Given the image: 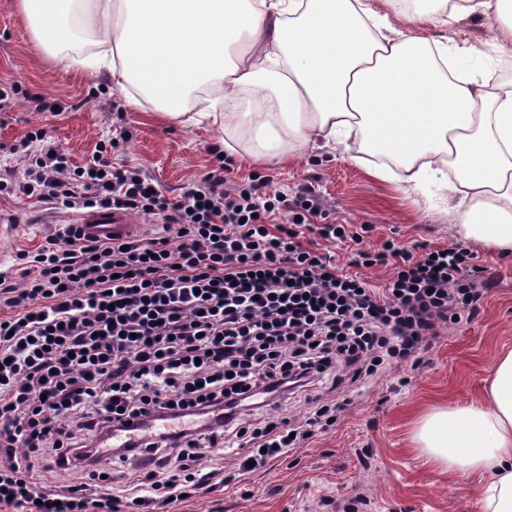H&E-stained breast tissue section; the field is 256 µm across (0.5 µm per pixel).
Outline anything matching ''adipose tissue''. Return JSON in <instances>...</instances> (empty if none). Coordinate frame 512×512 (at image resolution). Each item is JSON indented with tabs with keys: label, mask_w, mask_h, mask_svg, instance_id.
Segmentation results:
<instances>
[{
	"label": "adipose tissue",
	"mask_w": 512,
	"mask_h": 512,
	"mask_svg": "<svg viewBox=\"0 0 512 512\" xmlns=\"http://www.w3.org/2000/svg\"><path fill=\"white\" fill-rule=\"evenodd\" d=\"M17 0L65 67L92 70L142 110L220 123L229 154L287 163L298 148L355 144L378 178L407 189L443 176L448 222L493 255L512 253V83L460 70L457 46L424 29L479 14L512 57V0ZM480 408L447 406L413 435L442 471L482 486L483 512H512V347Z\"/></svg>",
	"instance_id": "obj_1"
}]
</instances>
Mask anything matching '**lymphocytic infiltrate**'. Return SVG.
Listing matches in <instances>:
<instances>
[{"label": "lymphocytic infiltrate", "mask_w": 512, "mask_h": 512, "mask_svg": "<svg viewBox=\"0 0 512 512\" xmlns=\"http://www.w3.org/2000/svg\"><path fill=\"white\" fill-rule=\"evenodd\" d=\"M117 146L76 168L39 129L9 147L19 168L0 193L152 228L121 243L68 224L0 271V506L160 512L238 485L335 427L351 391L386 370L408 386L443 329L483 305L466 248L367 252L352 225L323 221L314 189L290 197L216 171L171 201L142 170L112 165ZM307 232L359 245L390 278L344 272ZM295 402L308 407L299 423ZM232 446L246 457L228 465Z\"/></svg>", "instance_id": "lymphocytic-infiltrate-1"}]
</instances>
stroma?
Wrapping results in <instances>:
<instances>
[{"mask_svg": "<svg viewBox=\"0 0 512 512\" xmlns=\"http://www.w3.org/2000/svg\"><path fill=\"white\" fill-rule=\"evenodd\" d=\"M491 25L486 18H459L428 35L480 47L491 37ZM0 83L20 84L59 105L55 112H35L29 103L13 104L0 114V144L40 127L48 141L82 166L100 141L124 131L128 139L112 152L113 165L142 169L171 199L218 167L212 149L218 125L186 127L131 111L108 79L57 66L14 0H0ZM259 176L286 193L312 186L325 199L330 220L365 227L364 244L371 249L389 238L407 249L459 242L448 223L449 203L436 186L399 190L327 148L299 151L285 165L257 167L248 157L235 158L231 180L246 184ZM63 215L21 194L1 195L0 269L13 265L18 250L43 244ZM468 248L488 285L483 306L437 339L410 385L393 391L380 387L355 399L336 427L307 447L249 474L244 485L177 503L170 512H334L330 500L356 493L369 500L365 512H481L474 481L435 470L411 442L415 422L431 409L479 405L498 352L512 346V256L491 257L475 242Z\"/></svg>", "mask_w": 512, "mask_h": 512, "instance_id": "1", "label": "stroma"}]
</instances>
